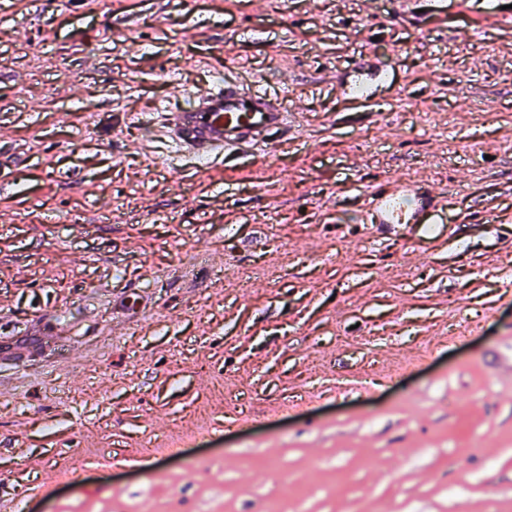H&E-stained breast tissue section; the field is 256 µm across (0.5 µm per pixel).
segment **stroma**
I'll use <instances>...</instances> for the list:
<instances>
[{
  "instance_id": "1",
  "label": "stroma",
  "mask_w": 512,
  "mask_h": 512,
  "mask_svg": "<svg viewBox=\"0 0 512 512\" xmlns=\"http://www.w3.org/2000/svg\"><path fill=\"white\" fill-rule=\"evenodd\" d=\"M498 8L0 0V500L512 512ZM360 58L385 75L365 104L342 91ZM220 79L277 99L288 127L167 157L160 106ZM380 183L429 189L438 237L362 223ZM368 368L387 379L366 393ZM295 395L307 406L284 412ZM165 442L180 454L122 460Z\"/></svg>"
}]
</instances>
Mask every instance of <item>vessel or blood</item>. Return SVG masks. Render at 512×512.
Returning <instances> with one entry per match:
<instances>
[{
	"label": "vessel or blood",
	"mask_w": 512,
	"mask_h": 512,
	"mask_svg": "<svg viewBox=\"0 0 512 512\" xmlns=\"http://www.w3.org/2000/svg\"><path fill=\"white\" fill-rule=\"evenodd\" d=\"M288 112L260 92L221 82L193 94L184 108L165 109L169 152L192 151L206 156L265 143L271 130L287 126ZM439 203L428 191L408 186L374 187L369 207L361 217L365 224H430Z\"/></svg>",
	"instance_id": "obj_1"
}]
</instances>
